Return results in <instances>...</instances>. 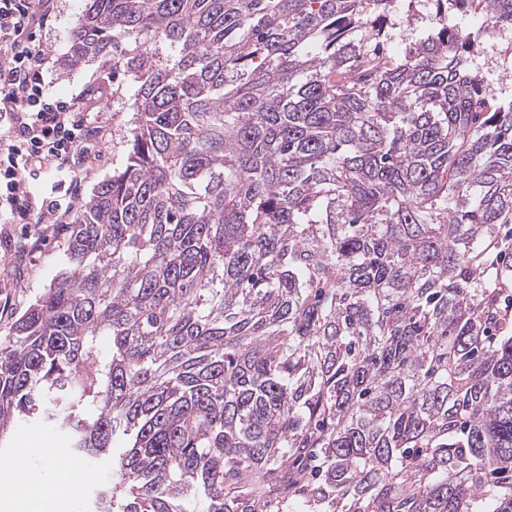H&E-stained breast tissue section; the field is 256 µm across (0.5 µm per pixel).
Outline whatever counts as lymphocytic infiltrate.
Here are the masks:
<instances>
[{
	"instance_id": "lymphocytic-infiltrate-1",
	"label": "lymphocytic infiltrate",
	"mask_w": 512,
	"mask_h": 512,
	"mask_svg": "<svg viewBox=\"0 0 512 512\" xmlns=\"http://www.w3.org/2000/svg\"><path fill=\"white\" fill-rule=\"evenodd\" d=\"M53 10V0H0V224L70 223L91 159L87 142L105 135L77 99L49 92L37 33ZM50 173L49 190L33 194L30 183Z\"/></svg>"
}]
</instances>
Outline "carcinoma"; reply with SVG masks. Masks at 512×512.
Masks as SVG:
<instances>
[{
  "label": "carcinoma",
  "mask_w": 512,
  "mask_h": 512,
  "mask_svg": "<svg viewBox=\"0 0 512 512\" xmlns=\"http://www.w3.org/2000/svg\"><path fill=\"white\" fill-rule=\"evenodd\" d=\"M397 2L86 0L126 161L0 336V446L109 458L93 512H512V100L461 0L383 55ZM498 33L499 30L491 37L477 38L479 51L475 56L474 66L485 76V80L488 83L487 90L500 95V73L491 66L489 54L493 45L498 48L500 52H507L509 48L512 51V43L506 40H500Z\"/></svg>",
  "instance_id": "carcinoma-1"
}]
</instances>
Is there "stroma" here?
<instances>
[{
	"label": "stroma",
	"mask_w": 512,
	"mask_h": 512,
	"mask_svg": "<svg viewBox=\"0 0 512 512\" xmlns=\"http://www.w3.org/2000/svg\"><path fill=\"white\" fill-rule=\"evenodd\" d=\"M84 7L85 0H55V16L38 37L51 58L50 92L61 97L82 95V111L91 113L106 127L103 161L83 181V193L88 196L98 180L124 165L126 129L132 114L122 103L129 97V90H122L117 98L112 95L111 58L98 57L75 68L66 63L74 23ZM440 25L434 7L423 0H401L385 28L387 48L393 54L404 52L409 43L426 37ZM7 232L9 241L0 243V336L8 335L17 316L65 268L68 240L63 224H11ZM64 446L55 430L24 417L13 427L5 459H26L33 474L38 475L43 469L39 449Z\"/></svg>",
	"instance_id": "stroma-1"
}]
</instances>
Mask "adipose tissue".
<instances>
[{
    "label": "adipose tissue",
    "instance_id": "adipose-tissue-1",
    "mask_svg": "<svg viewBox=\"0 0 512 512\" xmlns=\"http://www.w3.org/2000/svg\"><path fill=\"white\" fill-rule=\"evenodd\" d=\"M43 459V473L36 478L18 464L0 467V512H56L57 506L79 501L87 471L57 449L44 451Z\"/></svg>",
    "mask_w": 512,
    "mask_h": 512
}]
</instances>
